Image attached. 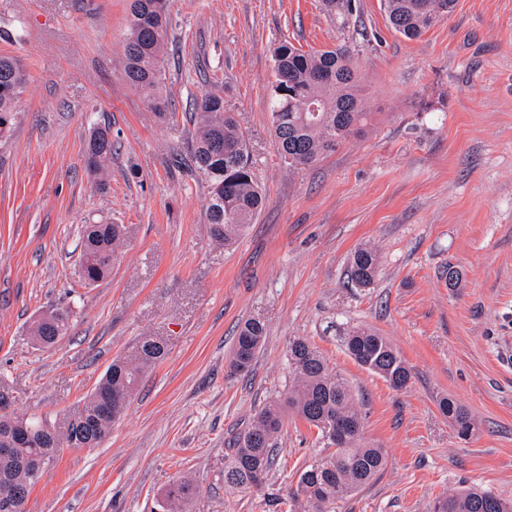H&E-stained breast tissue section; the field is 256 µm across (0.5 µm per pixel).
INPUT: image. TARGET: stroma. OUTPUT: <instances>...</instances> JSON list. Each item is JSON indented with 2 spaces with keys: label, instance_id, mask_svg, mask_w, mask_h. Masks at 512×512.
<instances>
[{
  "label": "stroma",
  "instance_id": "35a3bbf8",
  "mask_svg": "<svg viewBox=\"0 0 512 512\" xmlns=\"http://www.w3.org/2000/svg\"><path fill=\"white\" fill-rule=\"evenodd\" d=\"M129 0H0V54L27 73L16 122L0 140V395L55 423L77 413L117 358L142 340L167 356L146 370L93 448L62 447L25 512H154L188 475L189 512H297L288 498L323 449L286 415L262 487H224L229 443L285 396L292 340L308 339L363 402L365 435L384 448L377 480L334 512H430L463 486L512 498V0H457L448 19L409 40L380 0L348 17L323 0H169L165 112L123 76ZM19 32L18 40L2 32ZM342 47L373 117L363 135L291 167L271 134L273 51ZM218 93L247 137L265 204L232 245L214 242L209 186L176 164ZM116 150L90 175L92 130ZM121 224L108 277L77 275L80 230ZM381 259L368 288L351 252ZM461 273L449 288L448 267ZM72 312L68 336L35 342L49 308ZM261 320L249 372L229 366L238 327ZM351 325L377 330L412 378L392 388L344 351ZM453 397L478 422L463 440L439 408ZM380 256L370 246L357 247L349 261V279L351 284L359 288H368L374 284L378 276Z\"/></svg>",
  "mask_w": 512,
  "mask_h": 512
}]
</instances>
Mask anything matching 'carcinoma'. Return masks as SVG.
<instances>
[{"label": "carcinoma", "instance_id": "carcinoma-1", "mask_svg": "<svg viewBox=\"0 0 512 512\" xmlns=\"http://www.w3.org/2000/svg\"><path fill=\"white\" fill-rule=\"evenodd\" d=\"M457 0H382L390 27L406 39H415L437 22L448 18ZM169 41L168 0H130L128 34L124 45L125 80L138 89L157 109L167 107L163 97L165 55ZM275 82L269 109L275 148L288 166L315 163L346 141L359 136L371 113L351 67L348 50L335 48L304 52L283 41L274 50ZM26 86L22 65L13 56L0 55V138L9 134L17 117V107ZM319 111H310L312 104ZM198 128L190 147L189 167L209 183L206 211L213 239L230 246L251 224L263 207L265 197L249 152L247 139L232 113L224 109V98L206 95L195 101ZM114 143L110 130L98 127L87 147V168L100 171L112 159ZM124 233L117 224H87L81 231L86 248L85 276L103 280L112 267ZM380 256L370 246L357 247L349 261V279L359 288H368L378 276ZM71 311L52 309L33 335L45 347L67 336ZM265 339V325L251 319L241 325L233 342L230 367L247 371ZM345 352L359 365L383 377L396 390L407 387L411 373L400 353L388 339L366 326H354L342 337ZM166 357L164 344L147 339L137 355L116 359L112 374L99 384L103 395L116 402L108 414L103 404L89 398L72 421L43 438L33 440L15 454L0 456V486L11 484L32 489L46 471L42 460H52L54 452L81 434L105 433L125 410L137 390L145 370ZM288 395L268 401L250 426L232 441L224 456V485L248 490L260 485L271 469L274 437L286 412L317 429L324 455L306 465L289 499L301 512H330L332 505L370 484L385 468L386 454L364 436V418L349 382L330 370L321 352L307 339L297 338L288 347ZM458 435L466 439L476 428L468 411L451 397L439 401ZM43 420L12 412L0 415V431L14 424L38 428ZM194 494L187 478L170 484L161 494V512H182ZM433 512H512V500L490 489L463 488L434 500Z\"/></svg>", "mask_w": 512, "mask_h": 512}]
</instances>
